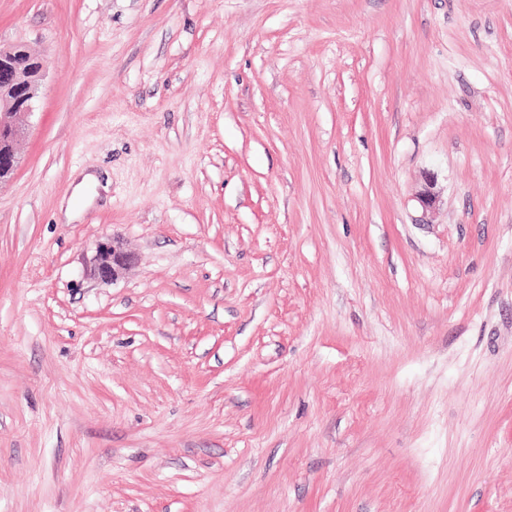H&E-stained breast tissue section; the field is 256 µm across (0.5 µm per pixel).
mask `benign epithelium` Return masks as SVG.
Wrapping results in <instances>:
<instances>
[{
    "mask_svg": "<svg viewBox=\"0 0 512 512\" xmlns=\"http://www.w3.org/2000/svg\"><path fill=\"white\" fill-rule=\"evenodd\" d=\"M47 60L23 45L0 48V182L18 166L25 128L20 117L33 109ZM436 176L426 173L417 200L428 211L439 201ZM134 263V256L115 240L97 244L87 273L101 282H114Z\"/></svg>",
    "mask_w": 512,
    "mask_h": 512,
    "instance_id": "7a95c632",
    "label": "benign epithelium"
}]
</instances>
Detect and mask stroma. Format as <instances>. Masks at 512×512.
I'll list each match as a JSON object with an SVG mask.
<instances>
[{
  "mask_svg": "<svg viewBox=\"0 0 512 512\" xmlns=\"http://www.w3.org/2000/svg\"><path fill=\"white\" fill-rule=\"evenodd\" d=\"M15 44L0 512H512V0H0ZM47 60L23 45L0 48V184L18 166L25 128L20 117L33 109ZM93 184H98V179L92 175H87L75 188L64 212L68 222L74 219L78 208L87 200V188ZM134 263V256L115 241L106 239L97 244L89 261L87 273L101 282H114Z\"/></svg>",
  "mask_w": 512,
  "mask_h": 512,
  "instance_id": "35a3bbf8",
  "label": "stroma"
}]
</instances>
